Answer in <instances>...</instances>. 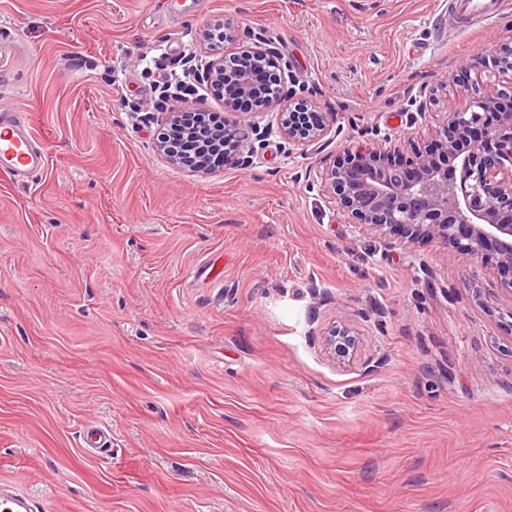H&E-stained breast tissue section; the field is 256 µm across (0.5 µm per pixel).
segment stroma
<instances>
[{
    "label": "stroma",
    "mask_w": 512,
    "mask_h": 512,
    "mask_svg": "<svg viewBox=\"0 0 512 512\" xmlns=\"http://www.w3.org/2000/svg\"><path fill=\"white\" fill-rule=\"evenodd\" d=\"M507 2L463 30L448 0H0V100L48 156L0 175V482L43 512H512L495 263L355 229L318 176L512 88L461 66L512 46ZM227 16L335 113L333 142L289 148L268 110L249 168L158 154L163 78ZM340 316L363 332L349 364L319 334Z\"/></svg>",
    "instance_id": "35a3bbf8"
}]
</instances>
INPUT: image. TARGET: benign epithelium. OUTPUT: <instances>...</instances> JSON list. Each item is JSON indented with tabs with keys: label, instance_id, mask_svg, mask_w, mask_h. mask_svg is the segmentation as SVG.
Here are the masks:
<instances>
[{
	"label": "benign epithelium",
	"instance_id": "1",
	"mask_svg": "<svg viewBox=\"0 0 512 512\" xmlns=\"http://www.w3.org/2000/svg\"><path fill=\"white\" fill-rule=\"evenodd\" d=\"M224 52L210 59L198 78L210 89L224 86V108L261 103L278 109V128L288 144L310 147L322 142L336 123L335 114L318 112L301 101L282 95L285 71L276 49L257 40L247 43L239 25L224 19ZM480 65L512 72V49L480 57ZM274 86L271 95L258 99V80ZM248 132L235 139L232 159L247 168L252 164L254 140L266 130L249 118ZM431 147H346L320 173L329 198L358 229L377 232L403 243H440L445 256L466 254L475 259L489 255L504 290L512 295V95L484 91L483 100L464 109L450 108L443 121L429 129ZM324 348L338 363L354 360L361 346L355 324L339 318L322 332Z\"/></svg>",
	"mask_w": 512,
	"mask_h": 512
}]
</instances>
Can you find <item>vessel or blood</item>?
Listing matches in <instances>:
<instances>
[{"mask_svg": "<svg viewBox=\"0 0 512 512\" xmlns=\"http://www.w3.org/2000/svg\"><path fill=\"white\" fill-rule=\"evenodd\" d=\"M503 0H448V9L472 25L497 19ZM47 156L31 138L25 113L0 104V173L31 181L43 173ZM0 512H34L26 495L0 485Z\"/></svg>", "mask_w": 512, "mask_h": 512, "instance_id": "vessel-or-blood-1", "label": "vessel or blood"}]
</instances>
